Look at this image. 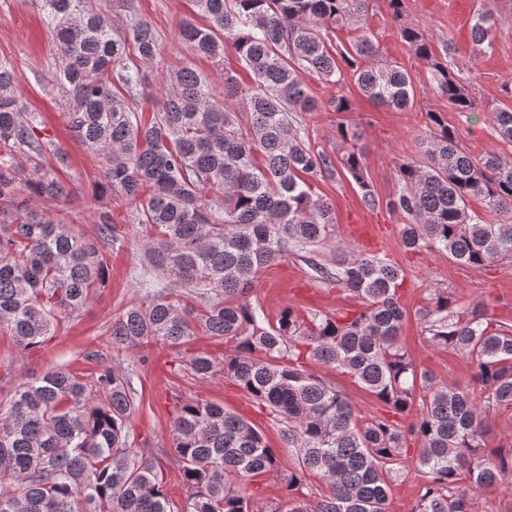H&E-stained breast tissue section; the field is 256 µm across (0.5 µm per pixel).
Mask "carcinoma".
Masks as SVG:
<instances>
[{
    "label": "carcinoma",
    "instance_id": "cac0c4a2",
    "mask_svg": "<svg viewBox=\"0 0 512 512\" xmlns=\"http://www.w3.org/2000/svg\"><path fill=\"white\" fill-rule=\"evenodd\" d=\"M54 37L52 86L66 98L75 139L102 159L108 188L134 204L144 227L147 264L203 300L194 311L164 291L133 303L112 321V348L154 341L180 345L197 332L233 353L217 364L205 353L188 361L197 377L232 379L279 426L295 463L283 469L262 433L224 407L181 406L171 446L186 497H169L149 448L129 442L135 406L129 377L109 353L91 379L56 365L0 400V512H387L409 447L423 478L414 512H473L472 493L512 477V451L487 456L489 410H512V323L481 305L459 304L436 289L419 311L429 341L471 361L480 397L441 386L399 343L403 270L385 257L359 254L329 268L308 258L312 278L354 295V309L303 321L287 307L271 320L251 300L262 268L308 255L335 232L331 204L309 180L345 174L365 207L405 215L409 252L438 250L464 266L512 259V219L490 224L472 207L512 215V153H465L455 132L429 112L420 138L427 162L397 167L399 192L380 199L366 178L363 133L336 125V152L315 147L296 121L318 102L302 76L354 82L377 106L404 110L416 88L401 67L381 59L365 23L367 0H192L199 26L180 35L193 55L224 62L233 50L249 81L224 76V101L193 65L165 75L167 91L148 122L139 114L144 67L160 53L147 21L119 31L92 0H33ZM496 22L478 13L471 28L483 48ZM348 29L347 42L331 34ZM400 39L427 68L429 86L457 110L472 108L461 75L437 58L425 31L402 26ZM20 76L0 62V329L27 350L46 343L109 276L106 249L124 242L112 215L76 233L47 207L67 187L43 169L53 147L27 109ZM511 101L491 112L500 140L512 146ZM324 365L391 409L362 416L345 394L314 373ZM409 416L404 425L393 420ZM276 476L288 508L249 494ZM319 479L316 486L312 479Z\"/></svg>",
    "mask_w": 512,
    "mask_h": 512
}]
</instances>
